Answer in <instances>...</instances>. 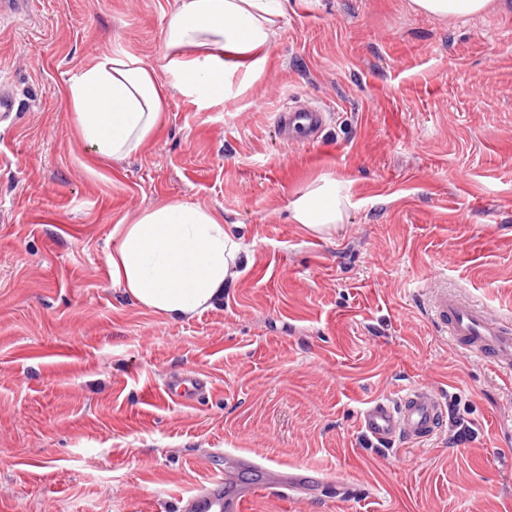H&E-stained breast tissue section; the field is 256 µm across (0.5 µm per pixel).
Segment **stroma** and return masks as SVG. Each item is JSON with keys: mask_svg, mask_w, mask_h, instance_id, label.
I'll return each mask as SVG.
<instances>
[{"mask_svg": "<svg viewBox=\"0 0 512 512\" xmlns=\"http://www.w3.org/2000/svg\"><path fill=\"white\" fill-rule=\"evenodd\" d=\"M409 3L291 0L257 79L170 95L121 161L78 141L65 91L103 53L159 63L175 0H29L0 24V512H178L224 450L353 488L247 512H512V379L425 297L441 283L512 320V0L445 21ZM294 100L331 114L323 144L279 136ZM322 176L352 203L330 236L288 220ZM174 201L222 212L247 255L221 305L178 321L107 263L114 224ZM186 371L208 400L145 399ZM414 385L443 403L437 434L371 444L360 411Z\"/></svg>", "mask_w": 512, "mask_h": 512, "instance_id": "35a3bbf8", "label": "stroma"}]
</instances>
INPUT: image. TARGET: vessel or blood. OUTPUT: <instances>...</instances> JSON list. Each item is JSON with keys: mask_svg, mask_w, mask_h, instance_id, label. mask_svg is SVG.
I'll return each mask as SVG.
<instances>
[{"mask_svg": "<svg viewBox=\"0 0 512 512\" xmlns=\"http://www.w3.org/2000/svg\"><path fill=\"white\" fill-rule=\"evenodd\" d=\"M326 123L320 109L310 105L285 108L277 118L280 133H300L307 144L318 143ZM433 315L440 330L458 348L479 363L512 374V321L485 305L468 303L444 288L429 290ZM211 383L201 373L185 372L167 377L161 395L176 404L206 399ZM444 416L435 391L425 387L406 390L397 399H376L359 413V428L373 443L390 446L395 440L421 441L431 437ZM213 476L182 498L180 512H246L247 503L261 491L279 490L299 502L328 495H345L343 484L324 479L310 469L274 468L253 458L225 452L223 463L208 461Z\"/></svg>", "mask_w": 512, "mask_h": 512, "instance_id": "vessel-or-blood-1", "label": "vessel or blood"}]
</instances>
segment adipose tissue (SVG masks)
<instances>
[{"mask_svg":"<svg viewBox=\"0 0 512 512\" xmlns=\"http://www.w3.org/2000/svg\"><path fill=\"white\" fill-rule=\"evenodd\" d=\"M290 0H178L164 29L162 68L131 53H104L68 87L66 101L80 139L100 158L137 154L157 132L175 92L206 105L227 96L231 58L263 70ZM435 18L482 14L493 0H411ZM351 205L345 182L323 177L297 192L289 220L320 235L335 232ZM107 255L113 285L138 306L171 319L214 308L239 273L243 247L223 213L169 202L117 224Z\"/></svg>","mask_w":512,"mask_h":512,"instance_id":"obj_1","label":"adipose tissue"}]
</instances>
